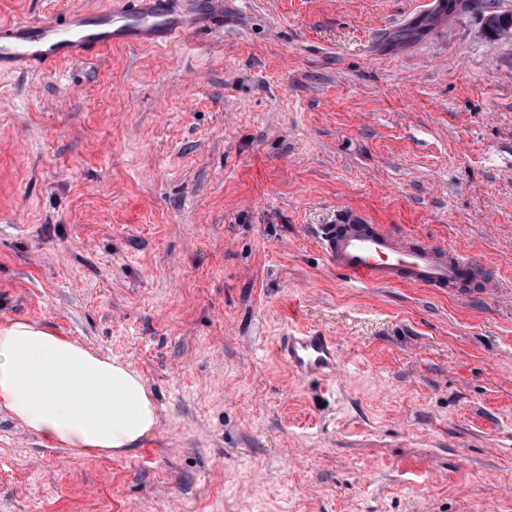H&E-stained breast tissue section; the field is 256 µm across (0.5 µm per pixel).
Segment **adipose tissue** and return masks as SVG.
<instances>
[{
  "label": "adipose tissue",
  "instance_id": "ef3b65f1",
  "mask_svg": "<svg viewBox=\"0 0 512 512\" xmlns=\"http://www.w3.org/2000/svg\"><path fill=\"white\" fill-rule=\"evenodd\" d=\"M0 413L88 455L129 449L159 424L129 363L19 320L0 324Z\"/></svg>",
  "mask_w": 512,
  "mask_h": 512
}]
</instances>
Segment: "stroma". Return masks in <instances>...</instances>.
<instances>
[{
  "instance_id": "1",
  "label": "stroma",
  "mask_w": 512,
  "mask_h": 512,
  "mask_svg": "<svg viewBox=\"0 0 512 512\" xmlns=\"http://www.w3.org/2000/svg\"><path fill=\"white\" fill-rule=\"evenodd\" d=\"M120 0H0V24ZM224 22L0 72V323L121 357L160 425L84 455L0 414V512H512V0H224ZM345 210L477 257L347 282ZM332 337L331 378L277 356Z\"/></svg>"
}]
</instances>
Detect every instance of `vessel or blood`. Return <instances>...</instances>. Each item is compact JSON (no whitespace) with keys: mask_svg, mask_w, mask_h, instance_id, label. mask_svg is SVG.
Listing matches in <instances>:
<instances>
[{"mask_svg":"<svg viewBox=\"0 0 512 512\" xmlns=\"http://www.w3.org/2000/svg\"><path fill=\"white\" fill-rule=\"evenodd\" d=\"M195 6V0H122L115 8L60 19L15 21L0 27V68L42 73L115 46L166 42L197 27ZM318 242L329 264L355 284H400L445 295L485 283L478 261L400 237L357 212L321 227ZM278 350L297 376L329 377L336 371L338 351L329 337L288 335Z\"/></svg>","mask_w":512,"mask_h":512,"instance_id":"b4317fda","label":"vessel or blood"}]
</instances>
